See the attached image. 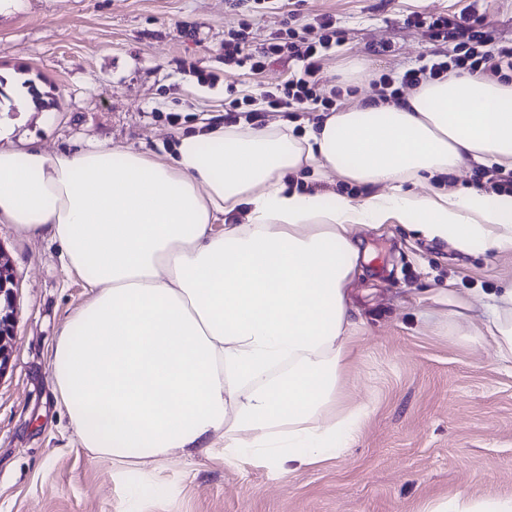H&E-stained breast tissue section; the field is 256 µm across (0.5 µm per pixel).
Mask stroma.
<instances>
[{"instance_id": "35a3bbf8", "label": "stroma", "mask_w": 512, "mask_h": 512, "mask_svg": "<svg viewBox=\"0 0 512 512\" xmlns=\"http://www.w3.org/2000/svg\"><path fill=\"white\" fill-rule=\"evenodd\" d=\"M470 0H27L0 15V67L41 80L46 109L17 117L8 144L49 153L97 144L150 156L172 151L202 115L220 120L228 95L255 97L288 79L274 62L224 72V33L247 21L262 48L288 26L320 35L332 15L344 40L322 63L337 104L371 96L356 82L398 76L452 42L407 26L412 12L460 13ZM390 52H380L381 44ZM360 271L348 285L356 323L342 399L369 414L348 450L318 466L273 473L263 463L174 455L116 470L82 448L61 412L48 348L89 297L49 236L0 224V250L16 274L11 366L0 378V512H424L463 496L512 498V363L475 337L501 288L512 251L463 253L401 224L361 231ZM464 304L460 323L451 302Z\"/></svg>"}]
</instances>
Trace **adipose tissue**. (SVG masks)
<instances>
[{
  "instance_id": "ef3b65f1",
  "label": "adipose tissue",
  "mask_w": 512,
  "mask_h": 512,
  "mask_svg": "<svg viewBox=\"0 0 512 512\" xmlns=\"http://www.w3.org/2000/svg\"><path fill=\"white\" fill-rule=\"evenodd\" d=\"M4 75L0 110L35 111L41 86ZM471 161L512 168V83L452 73L299 138L203 123L167 157L0 147V223L49 235L91 293L50 347L82 446L116 468L218 451L275 470L349 448L367 415L339 406L354 230L393 221L462 252L512 251V196L402 188ZM308 167L367 193L330 204L287 188ZM481 338L512 362V285Z\"/></svg>"
}]
</instances>
